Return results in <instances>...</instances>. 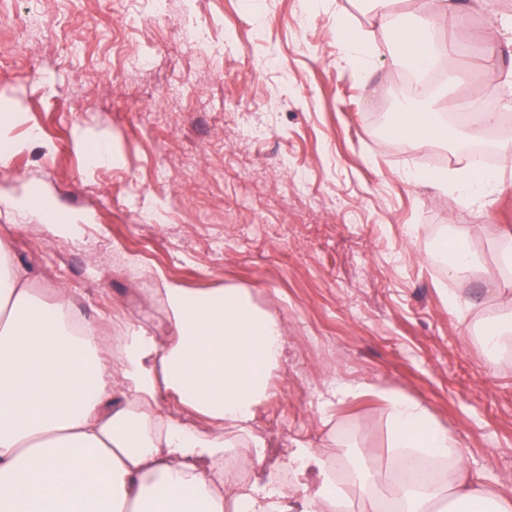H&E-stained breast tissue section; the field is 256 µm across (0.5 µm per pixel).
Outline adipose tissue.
<instances>
[{
    "label": "adipose tissue",
    "instance_id": "obj_1",
    "mask_svg": "<svg viewBox=\"0 0 512 512\" xmlns=\"http://www.w3.org/2000/svg\"><path fill=\"white\" fill-rule=\"evenodd\" d=\"M371 29L336 27L340 58L353 63L382 38L394 64L420 71L457 53L432 20L399 19L392 0H370ZM410 182L468 202L495 183L470 161ZM0 238V512H512L474 474L454 434L426 406L394 391L387 410V463L337 478L325 452L296 444L291 483L267 493L224 472V452L262 458L255 426L286 359L280 318L248 289L186 287L162 278L156 294L165 335L127 318L118 339L101 334L64 288L42 300L13 266ZM482 346L489 359L512 351V288L495 284ZM175 401L178 412L166 411Z\"/></svg>",
    "mask_w": 512,
    "mask_h": 512
}]
</instances>
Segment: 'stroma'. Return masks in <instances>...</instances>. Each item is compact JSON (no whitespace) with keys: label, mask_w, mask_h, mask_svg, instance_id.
<instances>
[{"label":"stroma","mask_w":512,"mask_h":512,"mask_svg":"<svg viewBox=\"0 0 512 512\" xmlns=\"http://www.w3.org/2000/svg\"><path fill=\"white\" fill-rule=\"evenodd\" d=\"M38 24L0 46L7 135L28 140L0 187L44 192L91 213L77 238L33 233L35 215L0 207V237L41 297L69 288L95 322L132 314L166 330L151 302L159 275L191 288L235 286L283 321L288 360L275 375L259 427L269 446L265 483L295 442L327 445L335 433L354 459L378 449L385 463L390 388L422 401L456 436L472 469L512 498V356L488 365L478 311L458 315L449 293L481 300L483 283L512 282L501 241L512 231V161L494 167L506 188L483 202L439 198L409 171L457 169L453 144L407 135L396 124L406 71L384 46L363 82L339 63L338 19L368 29L367 0H198L197 43L183 30V0L158 15L155 0H21ZM485 51L489 70L457 97L512 93V45ZM457 97L440 119L458 125ZM104 136L93 163L83 139ZM462 224L481 277H450L439 239ZM342 385L367 393L339 399Z\"/></svg>","instance_id":"1"}]
</instances>
